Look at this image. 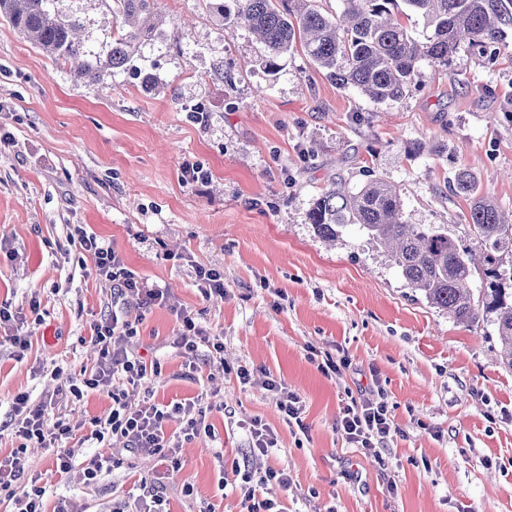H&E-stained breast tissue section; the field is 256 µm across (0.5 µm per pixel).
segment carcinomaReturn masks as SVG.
Returning a JSON list of instances; mask_svg holds the SVG:
<instances>
[{
	"mask_svg": "<svg viewBox=\"0 0 512 512\" xmlns=\"http://www.w3.org/2000/svg\"><path fill=\"white\" fill-rule=\"evenodd\" d=\"M52 2L0 0V16L54 60L78 62L77 74L84 79L93 81L108 69L114 76L129 72L144 87L154 83L151 71L131 62L144 42L161 36L151 23L155 0H111L120 23L104 59L85 50L80 20L57 12ZM215 11L223 21L242 23L257 35L270 73H277L279 60L299 47L337 86L389 105L402 99L421 61L446 67L465 43L494 57L512 30V0H344L339 16L322 12L314 0H229L215 5ZM413 15L430 29L423 39L405 26ZM452 186L469 201L466 227L483 247L479 265L472 250L448 230L407 223L397 187L382 177L357 191L331 182L313 198L308 222L330 241L358 226L385 248L408 287L456 321L473 323L481 311L493 315L503 360L512 368V269H501L504 257L512 259V224L479 192L471 171H457ZM476 278L482 288L475 294L469 283Z\"/></svg>",
	"mask_w": 512,
	"mask_h": 512,
	"instance_id": "cac0c4a2",
	"label": "carcinoma"
}]
</instances>
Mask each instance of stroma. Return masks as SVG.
I'll use <instances>...</instances> for the list:
<instances>
[{
	"instance_id": "1",
	"label": "stroma",
	"mask_w": 512,
	"mask_h": 512,
	"mask_svg": "<svg viewBox=\"0 0 512 512\" xmlns=\"http://www.w3.org/2000/svg\"><path fill=\"white\" fill-rule=\"evenodd\" d=\"M214 2L156 0L162 35L144 48L150 89L127 74L77 81L0 18V302L22 312L30 338L19 358L0 330V455L19 444L9 425L17 394L38 403L95 363L89 338L112 310V283L71 245L80 224L224 339L219 359L174 347L177 318L155 306L130 341L162 366L156 403L215 406L213 437L185 444L166 481L169 512H242L232 464L243 459L256 479L287 472L288 486L261 488L281 512H512V369L494 325H461L428 304L355 227L329 243L307 220L330 179L355 190L381 176L399 188L408 223L459 237L469 207L449 184L461 169L511 216L512 35L492 60L463 46L448 67L421 63L402 101L376 105L299 50L268 73L263 44L222 22ZM55 8L106 49L116 26L107 0ZM196 105L204 121L191 118ZM188 163L208 181L185 183ZM201 266L223 271V296L203 297ZM329 356L350 368L323 374ZM270 378L301 398L302 426L283 420ZM377 392L395 429L367 455L339 430V411ZM111 407L97 392L59 402L83 438L69 474L54 472L51 449L27 448L25 472L41 475L46 512L62 499L110 512L162 472L143 451L85 484L86 459L121 452L122 441L90 437L92 419ZM255 420L277 439L269 454L248 451Z\"/></svg>"
}]
</instances>
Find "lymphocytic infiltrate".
Here are the masks:
<instances>
[{"instance_id":"1","label":"lymphocytic infiltrate","mask_w":512,"mask_h":512,"mask_svg":"<svg viewBox=\"0 0 512 512\" xmlns=\"http://www.w3.org/2000/svg\"><path fill=\"white\" fill-rule=\"evenodd\" d=\"M70 242L76 250L92 257L97 276L111 281L112 311L93 326L90 339L98 350V358L92 368L82 370L79 379L68 387L58 388L56 397L38 404H31L25 393L15 397V435L22 445L34 441L54 449L52 464L56 472L69 473L75 456L69 443L76 433L65 415L55 413L56 398L65 395L78 400L85 393L99 392L111 397L112 408L106 417L93 419V438L101 442L106 436H115L124 441L127 452L148 451L158 455L168 468L180 469L178 453L183 443L210 432L207 415L211 408L199 400L169 405L152 400L148 385L160 374L161 366L155 361L146 362L131 350L129 341L137 330L130 314L145 312L156 305L170 308L182 327L176 343L188 350L203 345L220 354L224 351V340L200 328L193 315L181 309L165 289L146 287L128 269L122 254L95 233L76 228ZM174 416L179 417L181 428L170 436L165 432V423ZM338 424L349 443L367 452L374 451L394 427L392 414L381 397H367L344 406ZM22 445L10 455L0 457V492L11 491L24 478Z\"/></svg>"}]
</instances>
